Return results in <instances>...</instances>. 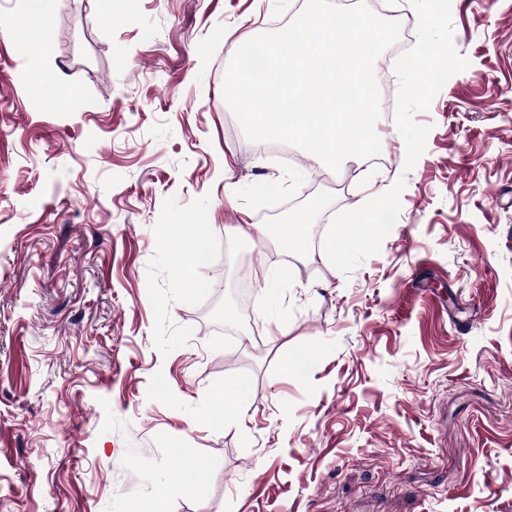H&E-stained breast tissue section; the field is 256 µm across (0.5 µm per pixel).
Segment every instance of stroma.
<instances>
[{
  "mask_svg": "<svg viewBox=\"0 0 512 512\" xmlns=\"http://www.w3.org/2000/svg\"><path fill=\"white\" fill-rule=\"evenodd\" d=\"M296 5L54 0L62 111L25 0H0V512H512V0H455L470 65L416 114L412 169L382 123L390 164L335 173L263 153L222 95L235 45ZM399 174L351 275L231 231L312 187L318 231ZM201 248L195 288L174 259ZM221 256L292 276L245 306ZM175 453L182 458L183 467L178 474L175 475V482L186 484L193 481L202 468V462L195 456L190 448L176 449Z\"/></svg>",
  "mask_w": 512,
  "mask_h": 512,
  "instance_id": "35a3bbf8",
  "label": "stroma"
}]
</instances>
